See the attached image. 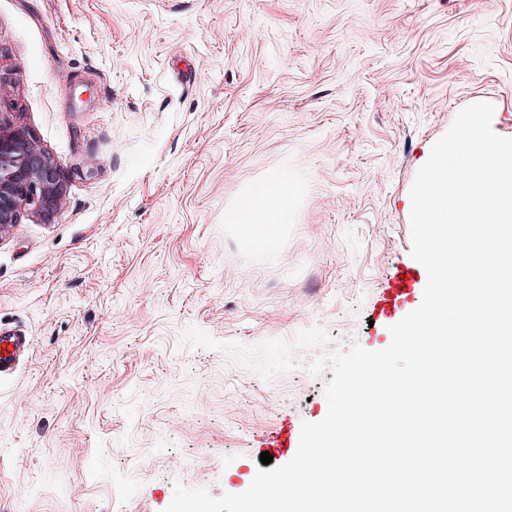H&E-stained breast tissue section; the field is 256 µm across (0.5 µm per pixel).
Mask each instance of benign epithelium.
<instances>
[{
	"mask_svg": "<svg viewBox=\"0 0 512 512\" xmlns=\"http://www.w3.org/2000/svg\"><path fill=\"white\" fill-rule=\"evenodd\" d=\"M60 164L37 141L30 129L0 119V238L19 223L29 209L46 217L63 203Z\"/></svg>",
	"mask_w": 512,
	"mask_h": 512,
	"instance_id": "7a95c632",
	"label": "benign epithelium"
}]
</instances>
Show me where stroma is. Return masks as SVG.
Returning a JSON list of instances; mask_svg holds the SVG:
<instances>
[{"instance_id": "obj_1", "label": "stroma", "mask_w": 512, "mask_h": 512, "mask_svg": "<svg viewBox=\"0 0 512 512\" xmlns=\"http://www.w3.org/2000/svg\"><path fill=\"white\" fill-rule=\"evenodd\" d=\"M512 137V0H0V115L60 163L61 207L0 237V512H164L244 492L331 370L264 380L254 346L391 342L373 306L410 255L409 192L465 106ZM274 242L224 213L274 173ZM29 336L12 330H0V377L15 370L24 361L30 348Z\"/></svg>"}]
</instances>
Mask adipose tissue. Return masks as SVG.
Listing matches in <instances>:
<instances>
[{
	"instance_id": "adipose-tissue-1",
	"label": "adipose tissue",
	"mask_w": 512,
	"mask_h": 512,
	"mask_svg": "<svg viewBox=\"0 0 512 512\" xmlns=\"http://www.w3.org/2000/svg\"><path fill=\"white\" fill-rule=\"evenodd\" d=\"M291 187L286 176L274 174L257 183L237 204L225 211L224 221L239 225L249 241L268 244L278 225L287 223Z\"/></svg>"
}]
</instances>
